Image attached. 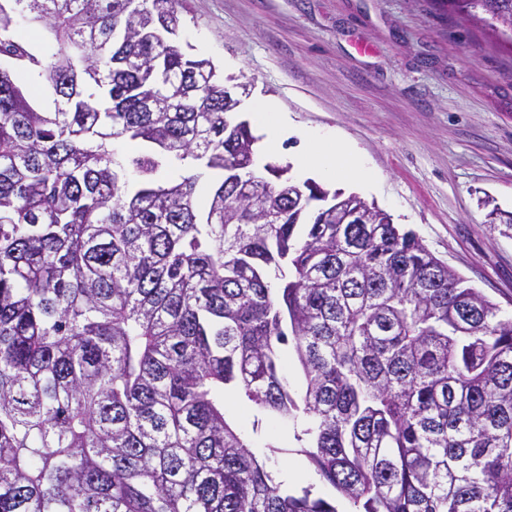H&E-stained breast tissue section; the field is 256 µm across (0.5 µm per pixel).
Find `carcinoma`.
<instances>
[{
    "label": "carcinoma",
    "instance_id": "carcinoma-1",
    "mask_svg": "<svg viewBox=\"0 0 512 512\" xmlns=\"http://www.w3.org/2000/svg\"><path fill=\"white\" fill-rule=\"evenodd\" d=\"M179 4L0 0V512H337L228 390L255 429L305 415L355 512H512V318L358 195L256 173ZM462 4L512 32V0ZM283 375L288 382V388L295 397H301L305 391V380L300 363L290 349L284 363ZM226 404L227 419L241 426L249 440L255 442L256 449L262 456L269 457L267 465L274 473L278 481L284 485L283 488L289 493L298 492L302 487L312 486L313 491L324 497H336V507L340 512L351 510L349 504L340 497V495L324 482L316 474L314 468L308 463L305 456L299 454L300 443L295 440L294 430L292 427L286 428L279 421L263 420L257 431H253V418L248 414L238 396L234 393H227L224 397V405ZM275 441L280 449H287L283 453L272 454L269 448L264 446ZM289 465L302 474L299 481L288 480L287 469Z\"/></svg>",
    "mask_w": 512,
    "mask_h": 512
}]
</instances>
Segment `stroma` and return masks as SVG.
Masks as SVG:
<instances>
[{
  "label": "stroma",
  "instance_id": "1",
  "mask_svg": "<svg viewBox=\"0 0 512 512\" xmlns=\"http://www.w3.org/2000/svg\"><path fill=\"white\" fill-rule=\"evenodd\" d=\"M178 43L277 101L294 124L330 132L377 176L344 188L413 231L512 316V36L452 0H183ZM227 419L288 492L335 497L293 429L253 426L236 394Z\"/></svg>",
  "mask_w": 512,
  "mask_h": 512
}]
</instances>
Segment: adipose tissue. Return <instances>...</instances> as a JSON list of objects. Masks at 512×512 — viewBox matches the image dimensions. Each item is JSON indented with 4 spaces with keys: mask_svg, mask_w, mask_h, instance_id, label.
<instances>
[{
    "mask_svg": "<svg viewBox=\"0 0 512 512\" xmlns=\"http://www.w3.org/2000/svg\"><path fill=\"white\" fill-rule=\"evenodd\" d=\"M249 110L265 133L269 148H280L291 136L299 137L300 174L315 172L330 181H349L366 186L372 184L373 177L362 160L335 137L313 130L294 132L287 115L270 101H253Z\"/></svg>",
    "mask_w": 512,
    "mask_h": 512,
    "instance_id": "obj_1",
    "label": "adipose tissue"
}]
</instances>
